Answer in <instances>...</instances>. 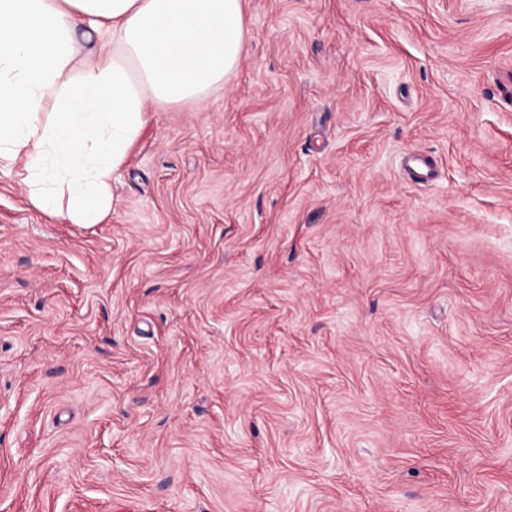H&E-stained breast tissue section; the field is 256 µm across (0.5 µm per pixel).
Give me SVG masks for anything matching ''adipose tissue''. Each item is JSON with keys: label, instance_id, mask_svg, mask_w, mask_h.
<instances>
[{"label": "adipose tissue", "instance_id": "1", "mask_svg": "<svg viewBox=\"0 0 512 512\" xmlns=\"http://www.w3.org/2000/svg\"><path fill=\"white\" fill-rule=\"evenodd\" d=\"M81 24L98 41L78 68ZM247 37L243 0H0V168L36 209L103 223L150 105L229 86Z\"/></svg>", "mask_w": 512, "mask_h": 512}]
</instances>
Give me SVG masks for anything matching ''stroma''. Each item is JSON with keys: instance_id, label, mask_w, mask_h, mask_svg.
Returning a JSON list of instances; mask_svg holds the SVG:
<instances>
[{"instance_id": "1", "label": "stroma", "mask_w": 512, "mask_h": 512, "mask_svg": "<svg viewBox=\"0 0 512 512\" xmlns=\"http://www.w3.org/2000/svg\"><path fill=\"white\" fill-rule=\"evenodd\" d=\"M245 19L104 223L0 171V512H512V0ZM406 169L409 174L417 181L424 182L433 179L436 176V168L432 160L421 155H412L406 159Z\"/></svg>"}]
</instances>
